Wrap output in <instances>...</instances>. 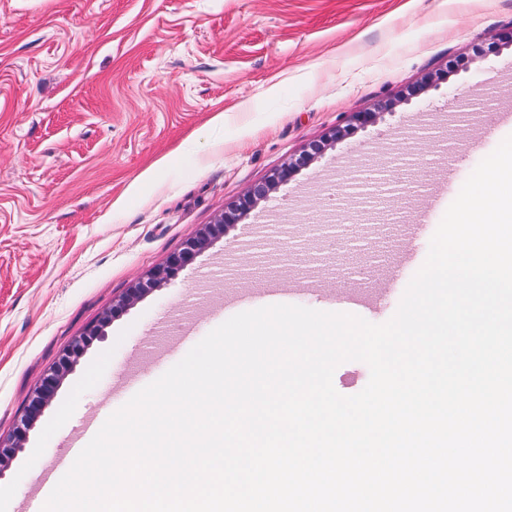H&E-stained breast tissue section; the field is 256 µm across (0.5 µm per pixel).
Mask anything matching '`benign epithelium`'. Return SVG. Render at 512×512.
<instances>
[{
    "label": "benign epithelium",
    "mask_w": 512,
    "mask_h": 512,
    "mask_svg": "<svg viewBox=\"0 0 512 512\" xmlns=\"http://www.w3.org/2000/svg\"><path fill=\"white\" fill-rule=\"evenodd\" d=\"M323 150L324 145H313L311 151L289 162L286 166L275 172L267 181L254 186L236 207L225 212L216 223L208 225L196 237L189 240L182 250L171 255L164 264L156 267L147 279L138 282L131 288L126 297L113 308V311L116 312L133 305L150 290L168 282L179 269L188 265L197 253L205 249L212 239L224 233L227 228L238 223L241 217L247 214L258 202L268 199L272 190L278 185L288 182L295 172L308 165L314 156L321 154ZM101 333L102 330L99 327L90 329L85 336L72 345L55 369L43 379L40 388L30 399L27 408L20 417L13 442L10 444L0 442V471L3 470L4 463L13 458L16 452L22 448L27 432L54 396L62 377L72 368L75 359L83 353L89 342Z\"/></svg>",
    "instance_id": "obj_1"
}]
</instances>
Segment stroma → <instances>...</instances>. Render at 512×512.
I'll return each mask as SVG.
<instances>
[{"label": "stroma", "instance_id": "1", "mask_svg": "<svg viewBox=\"0 0 512 512\" xmlns=\"http://www.w3.org/2000/svg\"><path fill=\"white\" fill-rule=\"evenodd\" d=\"M445 80L416 93L429 74ZM512 0H0V441L72 341L103 331L0 472L19 512L116 380L144 388L264 283L384 279L448 169L507 137ZM349 130L160 288L113 314L290 158Z\"/></svg>", "mask_w": 512, "mask_h": 512}]
</instances>
